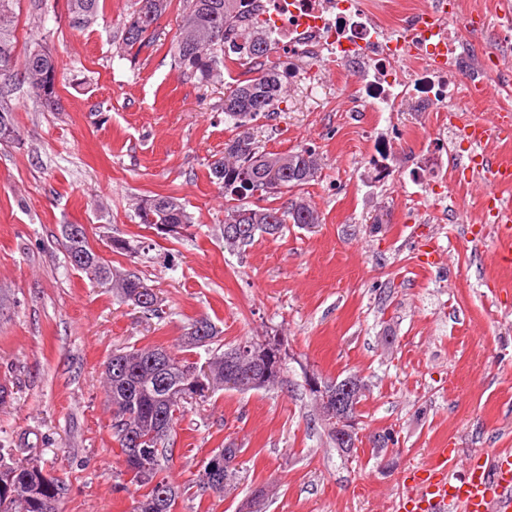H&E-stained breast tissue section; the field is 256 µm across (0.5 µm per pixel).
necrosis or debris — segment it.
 Wrapping results in <instances>:
<instances>
[{
    "instance_id": "obj_1",
    "label": "necrosis or debris",
    "mask_w": 512,
    "mask_h": 512,
    "mask_svg": "<svg viewBox=\"0 0 512 512\" xmlns=\"http://www.w3.org/2000/svg\"><path fill=\"white\" fill-rule=\"evenodd\" d=\"M243 22L264 33L278 59L357 73L368 111H466L467 87L489 85L512 112V72L448 0L411 2L393 13L384 0H239Z\"/></svg>"
}]
</instances>
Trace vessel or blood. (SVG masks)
I'll list each match as a JSON object with an SVG mask.
<instances>
[{
	"label": "vessel or blood",
	"mask_w": 512,
	"mask_h": 512,
	"mask_svg": "<svg viewBox=\"0 0 512 512\" xmlns=\"http://www.w3.org/2000/svg\"><path fill=\"white\" fill-rule=\"evenodd\" d=\"M475 145L488 140L512 139V115L489 106L471 124ZM483 185V201L491 206L501 234L499 262L512 265V206L505 204L499 188L512 183V158L475 154L471 159ZM452 451L437 449L427 468L409 471L398 501L400 512H512V455L478 452L471 456L461 476L449 478Z\"/></svg>",
	"instance_id": "b4317fda"
}]
</instances>
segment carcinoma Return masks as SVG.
Listing matches in <instances>:
<instances>
[{
    "label": "carcinoma",
    "mask_w": 512,
    "mask_h": 512,
    "mask_svg": "<svg viewBox=\"0 0 512 512\" xmlns=\"http://www.w3.org/2000/svg\"><path fill=\"white\" fill-rule=\"evenodd\" d=\"M17 0H0V76L5 79L18 77L28 86L40 105L51 111L62 109L57 93V63L52 50L38 44L24 60L15 54ZM169 0H136V9L123 21L119 51L141 52L155 46V34L146 30L166 12ZM71 27L85 29L99 17V0H67ZM234 36L245 45L246 55L238 57L241 65L253 63L269 53L267 42L257 32L245 26L237 14V0H184L182 24L179 34L171 43L169 52L182 73L197 82L209 83L221 77L224 65V45L228 36ZM287 76L276 67H261L258 75L236 81L224 94V114L238 128L244 127L243 119L255 121L267 116L285 99L284 81ZM13 112L15 107L0 87V140L16 137ZM246 147L236 146V140L225 143L224 157L210 165V177L224 189V197L236 202L224 215V223L253 224L255 230L239 239H224V246L234 250L249 246L258 234L276 235L286 224H317L319 213L311 201L301 197L288 205L277 207L273 200L284 191L300 188L314 180L310 169L321 164L309 159L316 149L301 147L280 155L260 150L250 133ZM261 188L256 203L246 202L253 187ZM139 223L155 229L159 224H184L191 226L193 217L186 205L170 195H155L139 201L136 206ZM62 234L69 243V250L84 254L93 261L94 270L79 267L89 275H103V286L121 301L154 315L159 308L150 301L139 302V297L149 286L138 275L127 273L116 276L109 263L92 249L86 230L81 224L62 225ZM162 346L119 349L108 359L103 371L105 394L110 405H121L126 419H112L113 436L125 454L128 433L144 438L143 446L155 449L146 463L132 462L118 476H127L128 483L142 491L135 512H175L183 496L180 487L163 476L165 463L172 455L170 436L174 431L183 401L163 397L156 379L160 370L154 362ZM227 350H214L208 359L215 389L225 388L228 374L236 372L240 379L249 376L262 378L261 387L278 382L281 371L270 369L265 360L257 357L235 368L224 362ZM172 366L165 371L171 385L197 367L188 357L169 355ZM43 469L30 459H16L11 449L0 445V512H59L50 504H60L68 493V486L59 477H42Z\"/></svg>",
    "instance_id": "carcinoma-1"
}]
</instances>
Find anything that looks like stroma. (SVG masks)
<instances>
[{
  "instance_id": "35a3bbf8",
  "label": "stroma",
  "mask_w": 512,
  "mask_h": 512,
  "mask_svg": "<svg viewBox=\"0 0 512 512\" xmlns=\"http://www.w3.org/2000/svg\"><path fill=\"white\" fill-rule=\"evenodd\" d=\"M135 2L101 0L97 22L78 31L66 0H19L16 53L54 50L62 109L9 81L17 137L0 143V384L12 396L0 444L68 484L60 512H132L139 494L118 487L104 364L125 347L179 352L206 317L218 335L193 361L276 335L285 366L274 387L189 401L166 465L184 492L176 512H395L408 468L435 449H453L452 477L474 450L512 451V267L490 260L497 239L466 165L440 176L448 127L432 112L350 111L352 71L290 61L287 101L249 132L270 153L316 147L321 170L301 193L321 222L229 251L228 202L209 166L238 134L224 92L245 69L208 84L180 74L169 47L182 0L160 18L154 49L116 54ZM154 194L186 204L194 224L183 236L138 222L139 200ZM64 224L84 225L112 268L137 272L163 316L72 267ZM115 237L151 248L116 253ZM308 372L367 382L356 455L341 454L321 422ZM386 428L396 445L373 449ZM231 443L232 489L202 490L204 461Z\"/></svg>"
}]
</instances>
